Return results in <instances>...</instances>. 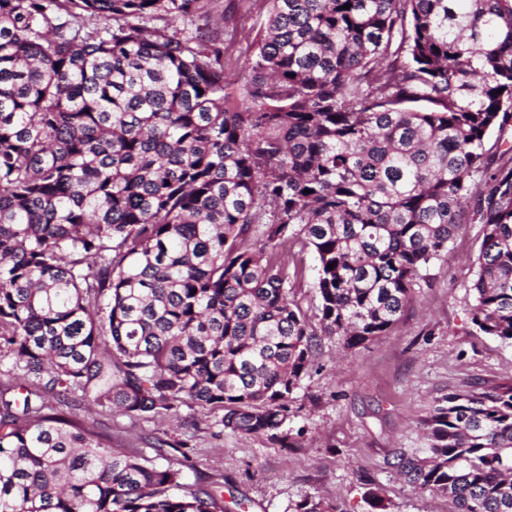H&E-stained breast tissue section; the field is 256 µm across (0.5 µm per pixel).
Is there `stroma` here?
I'll return each mask as SVG.
<instances>
[{
  "label": "stroma",
  "mask_w": 512,
  "mask_h": 512,
  "mask_svg": "<svg viewBox=\"0 0 512 512\" xmlns=\"http://www.w3.org/2000/svg\"><path fill=\"white\" fill-rule=\"evenodd\" d=\"M220 4L196 24L213 30L225 56L244 68L266 9L247 0ZM482 237L481 225L463 226L385 335L355 349L344 348L337 337H322L289 398L287 428L299 435L296 447H280L265 435L218 431V409L183 406L171 421L132 419L82 401L65 412L125 451L151 458L150 441H168L166 463L183 471L191 491L214 493L216 512H293L308 496L339 512H451L447 498L408 485L391 462L398 452L426 447L420 421L442 397L472 383L489 388L512 380V344L480 332L471 321L473 262ZM280 255L301 268L295 299L314 314L312 251L288 242ZM179 440L187 441L186 449L176 448ZM377 496L382 506H375Z\"/></svg>",
  "instance_id": "stroma-1"
}]
</instances>
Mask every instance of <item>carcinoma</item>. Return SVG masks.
I'll return each mask as SVG.
<instances>
[{
  "label": "carcinoma",
  "instance_id": "carcinoma-1",
  "mask_svg": "<svg viewBox=\"0 0 512 512\" xmlns=\"http://www.w3.org/2000/svg\"><path fill=\"white\" fill-rule=\"evenodd\" d=\"M65 2L0 0V512H211L182 470L60 407H219L292 448L317 337L383 335L465 224L483 230L472 323L512 343V166L486 149L512 123V0H263L243 83L174 26L218 0ZM294 238L313 320L278 252ZM423 425L401 478L512 512V382ZM280 255L286 263L290 264V268H293L296 263L302 269L301 277L296 282L293 292L301 308L312 316L317 312L318 305L316 291L313 288L317 275L314 254L309 248L302 249L297 242H288L280 248Z\"/></svg>",
  "mask_w": 512,
  "mask_h": 512
}]
</instances>
